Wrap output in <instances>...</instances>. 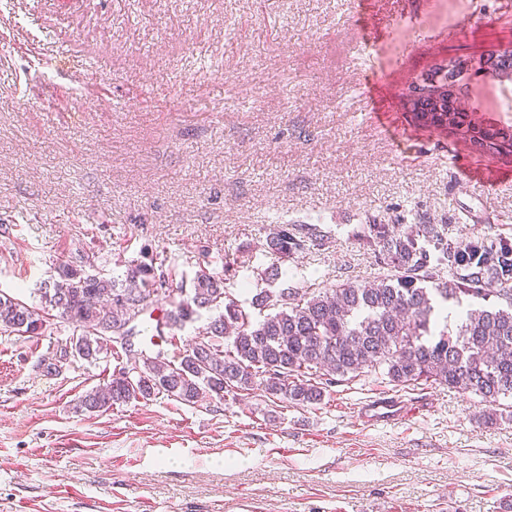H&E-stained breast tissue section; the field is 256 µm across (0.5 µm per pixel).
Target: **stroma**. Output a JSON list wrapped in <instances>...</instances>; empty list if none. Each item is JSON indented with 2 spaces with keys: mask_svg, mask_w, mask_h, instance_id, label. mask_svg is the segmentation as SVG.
Returning a JSON list of instances; mask_svg holds the SVG:
<instances>
[{
  "mask_svg": "<svg viewBox=\"0 0 512 512\" xmlns=\"http://www.w3.org/2000/svg\"><path fill=\"white\" fill-rule=\"evenodd\" d=\"M510 46L512 0H0V293L40 304L80 252L108 277L162 259L174 290L231 256L246 304L277 219L327 234L280 265L277 287L307 291L377 275L358 243L375 219L512 237V157L401 98L448 56ZM47 318L0 332V512H512V421L478 397L372 373L317 405L258 386L91 413L85 392L156 348L50 374L73 327ZM380 398L405 417L363 421Z\"/></svg>",
  "mask_w": 512,
  "mask_h": 512,
  "instance_id": "1",
  "label": "stroma"
}]
</instances>
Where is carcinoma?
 <instances>
[{
    "instance_id": "obj_1",
    "label": "carcinoma",
    "mask_w": 512,
    "mask_h": 512,
    "mask_svg": "<svg viewBox=\"0 0 512 512\" xmlns=\"http://www.w3.org/2000/svg\"><path fill=\"white\" fill-rule=\"evenodd\" d=\"M436 65L414 77L402 98L419 124L457 138H502L512 153V125H485L465 94L471 78L486 73L512 83V51L488 54L485 63ZM450 88L439 107L429 91ZM366 243L382 272L368 284L352 280L332 288L301 291L263 288L251 307L266 312L258 321L227 294L224 275L204 268L191 291L174 296L164 288L163 266L128 263L123 278L89 272L94 260L81 255L59 263L57 276L40 288L42 298L78 334L63 356L95 360L112 349L113 337L133 334L130 324L154 302L168 305L156 320L158 335L183 329L200 310L218 314L202 337L168 358L159 352L112 375L86 392L91 412L113 405L168 397L186 405L224 400L260 384L281 403L318 404L324 377L344 380L380 372L395 386L445 385L481 399L483 419L498 420L496 407L512 397V238L451 236L446 224H369ZM316 229L277 223L266 238L273 262L259 273L272 284L279 264L307 249ZM495 297L498 305L478 308L471 299ZM457 313L449 324L439 306ZM0 329L18 337L41 336L45 309L0 296Z\"/></svg>"
}]
</instances>
